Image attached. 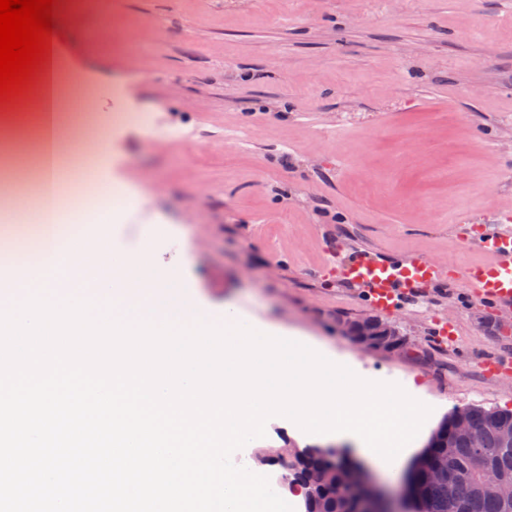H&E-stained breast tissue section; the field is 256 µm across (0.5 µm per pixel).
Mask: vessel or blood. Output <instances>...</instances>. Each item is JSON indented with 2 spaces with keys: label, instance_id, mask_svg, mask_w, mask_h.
<instances>
[{
  "label": "vessel or blood",
  "instance_id": "vessel-or-blood-1",
  "mask_svg": "<svg viewBox=\"0 0 512 512\" xmlns=\"http://www.w3.org/2000/svg\"><path fill=\"white\" fill-rule=\"evenodd\" d=\"M475 244L492 258L484 265L461 271V280L481 299L511 306L512 233L484 234ZM339 271L343 280L365 288L370 305L381 311L393 310L414 288L440 281L449 273L447 265L423 257L388 263L356 256L346 259Z\"/></svg>",
  "mask_w": 512,
  "mask_h": 512
}]
</instances>
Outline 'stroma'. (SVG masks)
Returning <instances> with one entry per match:
<instances>
[{"instance_id": "1", "label": "stroma", "mask_w": 512, "mask_h": 512, "mask_svg": "<svg viewBox=\"0 0 512 512\" xmlns=\"http://www.w3.org/2000/svg\"><path fill=\"white\" fill-rule=\"evenodd\" d=\"M53 26L74 102L101 107L118 223L155 228L211 317L232 297L315 337L430 406L428 437L456 408L512 409V372L480 366L512 364V309L452 277L379 314L331 269L488 261L466 240L512 207V0H59ZM375 315L403 350L345 333Z\"/></svg>"}]
</instances>
